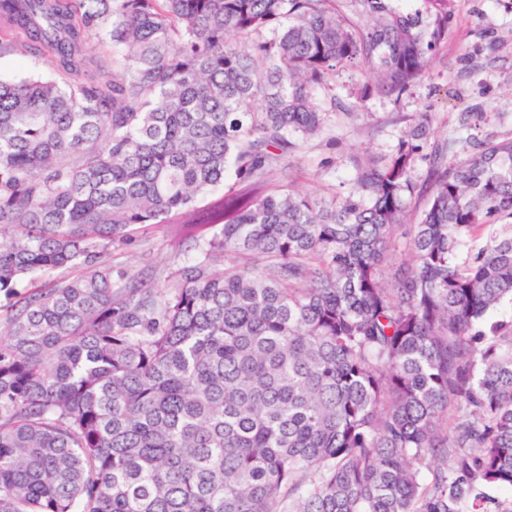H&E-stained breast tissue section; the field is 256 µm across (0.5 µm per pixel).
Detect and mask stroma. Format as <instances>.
<instances>
[{
	"mask_svg": "<svg viewBox=\"0 0 512 512\" xmlns=\"http://www.w3.org/2000/svg\"><path fill=\"white\" fill-rule=\"evenodd\" d=\"M359 76L346 68L332 92L319 97L328 113L323 133L292 161L298 189L324 186L345 195L356 163L366 155L392 154L420 113H429L435 143L453 136L459 148L489 134L512 135V0H452L448 35L431 59L426 77L402 96L375 94L357 106ZM466 112H483L485 123L466 125ZM182 253L166 229L137 235L112 250V264L132 274L153 273L166 286Z\"/></svg>",
	"mask_w": 512,
	"mask_h": 512,
	"instance_id": "35a3bbf8",
	"label": "stroma"
}]
</instances>
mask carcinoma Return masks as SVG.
Returning <instances> with one entry per match:
<instances>
[{"label": "carcinoma", "instance_id": "cac0c4a2", "mask_svg": "<svg viewBox=\"0 0 512 512\" xmlns=\"http://www.w3.org/2000/svg\"><path fill=\"white\" fill-rule=\"evenodd\" d=\"M416 2L0 0L51 67L0 79V512H512V136L406 227L426 112L344 196L270 181L336 70L424 78ZM159 226L165 288L110 258Z\"/></svg>", "mask_w": 512, "mask_h": 512}]
</instances>
